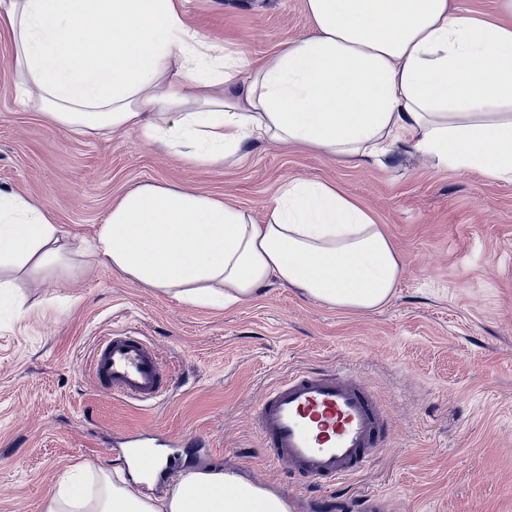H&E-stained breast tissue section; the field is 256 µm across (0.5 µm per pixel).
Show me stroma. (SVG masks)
<instances>
[{"mask_svg":"<svg viewBox=\"0 0 512 512\" xmlns=\"http://www.w3.org/2000/svg\"><path fill=\"white\" fill-rule=\"evenodd\" d=\"M187 24L260 59L310 34L304 0H183ZM0 34V189L91 237L141 183L185 186L263 220L283 183H332L371 210L405 273L374 312L332 309L271 283L218 309L183 304L89 254L39 286L11 272L0 305V512H42L75 466H123L116 436L165 434L171 470L227 469L317 512L338 492L386 512H512V183L436 166L397 143L354 166L298 148L248 146L243 161L191 165L141 130L85 136L22 105ZM145 336L166 372L154 405L108 396L87 357L103 335ZM352 369L380 402L387 449L339 487L305 492L266 459L253 408L295 369Z\"/></svg>","mask_w":512,"mask_h":512,"instance_id":"obj_1","label":"stroma"}]
</instances>
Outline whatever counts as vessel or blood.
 <instances>
[{
	"label": "vessel or blood",
	"mask_w": 512,
	"mask_h": 512,
	"mask_svg": "<svg viewBox=\"0 0 512 512\" xmlns=\"http://www.w3.org/2000/svg\"><path fill=\"white\" fill-rule=\"evenodd\" d=\"M90 369L99 389L130 400L153 402L164 392L157 350L126 331L97 343ZM254 419L265 456L302 488L360 475L386 434L371 390L342 370L289 372L258 401Z\"/></svg>",
	"instance_id": "vessel-or-blood-1"
}]
</instances>
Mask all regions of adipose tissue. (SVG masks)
I'll use <instances>...</instances> for the list:
<instances>
[{
	"mask_svg": "<svg viewBox=\"0 0 512 512\" xmlns=\"http://www.w3.org/2000/svg\"><path fill=\"white\" fill-rule=\"evenodd\" d=\"M311 34L273 56L214 54L179 0H0L25 99L85 133L142 129L199 165L240 160L249 140L356 165L399 141L437 165L512 182V0L501 20L449 0H305ZM127 277L189 305L227 307L276 282L331 308L372 312L405 271L372 213L324 181L282 185L265 223L188 188L141 184L90 242ZM50 213L0 190V269L65 264ZM43 512H289L232 471L172 476L163 497L81 465Z\"/></svg>",
	"mask_w": 512,
	"mask_h": 512,
	"instance_id": "1",
	"label": "adipose tissue"
}]
</instances>
